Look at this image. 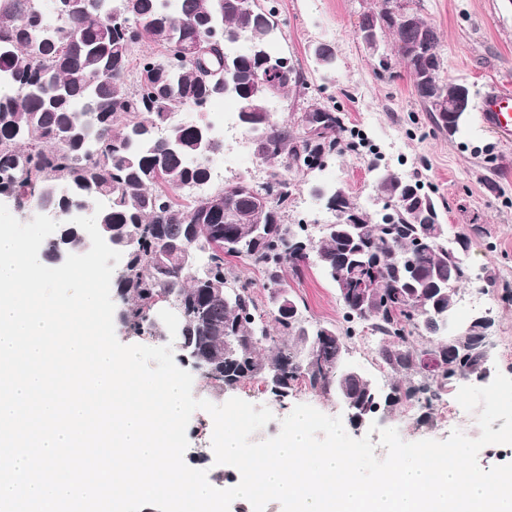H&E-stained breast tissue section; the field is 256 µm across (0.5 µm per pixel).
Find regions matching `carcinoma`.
<instances>
[{"label":"carcinoma","mask_w":512,"mask_h":512,"mask_svg":"<svg viewBox=\"0 0 512 512\" xmlns=\"http://www.w3.org/2000/svg\"><path fill=\"white\" fill-rule=\"evenodd\" d=\"M40 2L0 0V195L21 210L64 219L44 254L64 260L86 246L82 228L68 217L96 200L100 232L125 241L126 259L115 287L124 301L118 319L127 335L159 338L152 310L163 299L186 311L177 350L199 355L207 364L206 389L236 391L248 382H263L273 368L279 373V391L270 395L282 406L303 380L311 390L357 408L371 402L373 392L342 369L345 339L355 328L341 335L307 324L298 314L284 320L275 311L266 313L232 260L260 268L266 286L289 300L280 276L284 266L299 276L312 253L321 268L331 267L360 234L379 255V263L364 274L388 302L357 309L346 305V318L352 324L369 322L381 334L378 358L395 375L390 390L429 417L448 376L438 368L423 370L420 357L429 354L446 364L448 354L441 353L440 338L415 348V342L430 335L423 309L434 289L444 309L452 311L467 277L461 272L448 285V268L457 265L458 255L448 245V234L439 233L445 225L435 203L419 182L388 170L378 173V192L390 197L400 185L402 199L380 219L360 211L343 191L337 222L325 225L318 242L304 225L286 223L298 181L336 151L348 127L340 113L320 103L307 108L325 117L315 142L301 118L273 119L263 80L267 61L279 67V96L303 83L288 58L271 50L278 28L273 9L263 0H179L171 14L159 9V0H80L78 11L52 23ZM390 2L378 0L361 15L359 26L374 25L378 35L392 37L417 97L446 131L448 100L440 94L446 83L439 79L438 36L426 41L420 29L399 27ZM217 15L224 18V29L255 46L245 59L224 53L226 66L237 73L230 97L238 112L256 117V127L242 128L254 148L263 142L277 147L261 159L277 161L278 168L260 187L236 177L183 203L174 192L208 181L212 159L224 150L217 141L204 150L198 133L203 122L167 124L177 105L202 112L224 96L220 63L212 61L206 75L186 55L188 48L210 38L206 28ZM260 15L268 23H259ZM145 43L159 53L140 52ZM163 124L166 134L159 137L156 129ZM261 201L267 227L259 238L249 217ZM351 212L359 222L342 223ZM320 331L334 337L335 346L324 349L323 361L312 367L305 353ZM263 349L269 354L263 355ZM481 368L480 349L473 345L462 373L476 375Z\"/></svg>","instance_id":"cac0c4a2"}]
</instances>
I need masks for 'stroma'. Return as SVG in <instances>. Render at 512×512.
<instances>
[{"mask_svg": "<svg viewBox=\"0 0 512 512\" xmlns=\"http://www.w3.org/2000/svg\"><path fill=\"white\" fill-rule=\"evenodd\" d=\"M266 3L274 7L279 22L275 40L279 53L304 77L303 85L274 100L275 120L290 118L319 102L342 113L359 144L358 150L344 149L330 156L299 184L288 205L289 223H302L308 215L324 224L335 222V211L311 192L314 184L343 188L373 215L384 205L377 190V169L420 181L440 209L449 236L469 238V267L485 275L483 296H473L468 286L460 287L452 322L462 326L475 316L489 317L494 367L512 377V301L504 298L506 290H512V138L497 136L481 118L482 100L491 90L512 89V0L418 2L422 17L439 34L445 76L472 92L473 108L466 124L452 137L425 111L391 42H383L375 54L357 38L358 19L373 7V0ZM322 43L335 50L336 66L329 71L317 66L313 56ZM284 278L306 320L343 331L345 310L333 283L318 266H310L299 277L285 271ZM377 349V344L355 337L348 342L344 361L382 388L389 385L391 375L379 361ZM237 396L267 406L274 415L255 433L258 441L277 435L293 406L308 404L329 416L344 412L334 397L305 386L298 387L284 407L254 386L239 390ZM422 414V409L401 407L392 413L388 425L407 442L448 438V431L437 428L435 421H422ZM212 432L211 416L195 411L187 427L184 460L213 478L220 467L211 451Z\"/></svg>", "mask_w": 512, "mask_h": 512, "instance_id": "obj_1", "label": "stroma"}]
</instances>
